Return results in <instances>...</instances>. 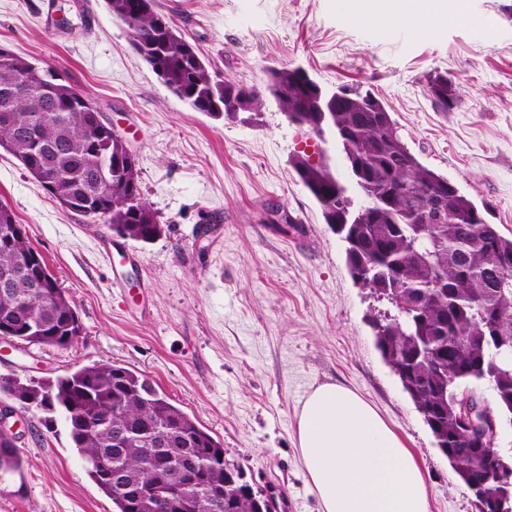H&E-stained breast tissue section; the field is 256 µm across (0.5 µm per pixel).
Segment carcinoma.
I'll list each match as a JSON object with an SVG mask.
<instances>
[{"instance_id":"carcinoma-1","label":"carcinoma","mask_w":512,"mask_h":512,"mask_svg":"<svg viewBox=\"0 0 512 512\" xmlns=\"http://www.w3.org/2000/svg\"><path fill=\"white\" fill-rule=\"evenodd\" d=\"M124 20L130 45L177 98L199 112L237 113L226 91L234 83L214 81L195 47L155 0H106ZM26 60L0 54V144L22 164L43 169L59 200L77 201L71 211L99 221L128 238L151 242L162 228L141 195L139 170H125L122 137L103 118L86 113L72 86L55 90L29 78L23 95L11 91ZM268 91L285 113H297L301 125L321 134V106L329 95L299 67L270 72ZM344 104L333 113L335 134L354 174L352 207L336 219L333 172L324 159L316 164L303 155L292 159L295 172L322 210L325 223L346 244V262L363 287L389 301L395 313L375 323L376 343L423 415L436 445L472 496L488 504L509 496L512 487L491 475L509 459L497 449L480 450L459 425L460 398L473 383H484L496 396V417L512 422V239L487 223L476 204L445 176L423 165L398 132L386 104L370 91L341 86ZM435 104L446 110L454 101L453 77L438 74L431 82ZM110 161L112 183L98 180L100 159ZM442 206V222L422 216ZM17 223L0 204V270L34 251L28 237L7 239ZM0 325L32 345L66 347L82 332L72 301L60 287L41 288L25 276L0 282ZM0 392L50 414L63 417L71 441L89 477L112 501L113 512H129L106 477L115 463L154 487L142 512H162L171 495L160 465L146 466L145 445L130 444L113 458V428L121 421L135 433L158 426L181 436L171 452L189 448L203 468L185 512H207V494L224 481L223 512H261L264 503L248 494L241 469L225 460L224 445L198 421L159 393L136 372L112 364L82 366L53 381H22L0 376ZM21 460L12 439L0 434V473L17 471Z\"/></svg>"}]
</instances>
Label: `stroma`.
Wrapping results in <instances>:
<instances>
[{"label":"stroma","instance_id":"stroma-1","mask_svg":"<svg viewBox=\"0 0 512 512\" xmlns=\"http://www.w3.org/2000/svg\"><path fill=\"white\" fill-rule=\"evenodd\" d=\"M221 79L260 90L236 118L191 109L130 46L105 0H0V46L52 67L90 98L136 154L162 227L143 243L64 209L0 149V203L70 295L82 333L68 347L0 342V376L51 381L109 363L142 374L224 445L254 490L285 512H319L295 444L307 394L356 391L410 448L430 512H477L422 414L375 345L387 300L352 278L345 245L290 159L323 154L347 180L334 137L291 124L270 69L302 67L324 91L358 85L383 101L408 147L512 237V0H466L467 18L425 29L354 17L356 0H156ZM451 73L455 102L430 82ZM20 471L0 476V512H113L62 418L0 393Z\"/></svg>","mask_w":512,"mask_h":512}]
</instances>
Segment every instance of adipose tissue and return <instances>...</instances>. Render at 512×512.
I'll return each mask as SVG.
<instances>
[{"instance_id":"adipose-tissue-1","label":"adipose tissue","mask_w":512,"mask_h":512,"mask_svg":"<svg viewBox=\"0 0 512 512\" xmlns=\"http://www.w3.org/2000/svg\"><path fill=\"white\" fill-rule=\"evenodd\" d=\"M357 14L384 25L463 18L442 0H357ZM296 441L321 512H430L423 471L375 408L335 383L317 386L298 415Z\"/></svg>"}]
</instances>
